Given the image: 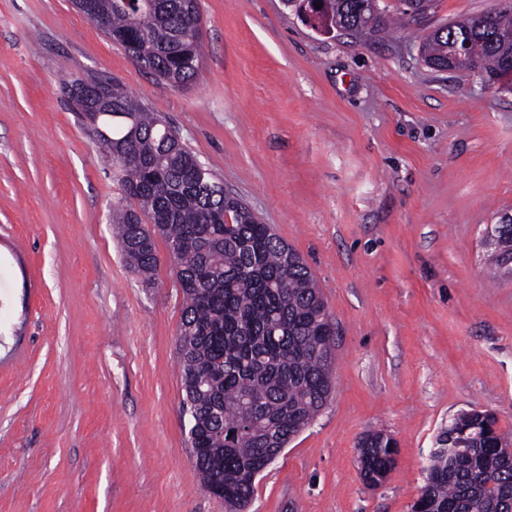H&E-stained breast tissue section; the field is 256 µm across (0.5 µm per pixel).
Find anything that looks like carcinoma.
I'll return each mask as SVG.
<instances>
[{"label":"carcinoma","mask_w":512,"mask_h":512,"mask_svg":"<svg viewBox=\"0 0 512 512\" xmlns=\"http://www.w3.org/2000/svg\"><path fill=\"white\" fill-rule=\"evenodd\" d=\"M433 6L395 0L375 13L370 0H323L319 17L373 38ZM80 12L160 81L182 86L201 68L196 0H89ZM453 46L462 50L453 70L495 84L512 62V23L489 27L481 14L456 20L421 36L419 51L437 69ZM98 89L112 111L97 118L93 135L121 186L112 223L126 263L151 280L158 236L175 262L184 299L176 351L195 469L205 488L224 486L226 512H244L269 453L287 447L327 403L336 326L300 254L222 190L159 114L107 75L68 81L70 110L86 113ZM496 424L487 411L453 420L429 456L413 508L512 512V445ZM360 448L359 475L378 487L396 463V444L374 433Z\"/></svg>","instance_id":"cac0c4a2"}]
</instances>
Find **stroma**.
Wrapping results in <instances>:
<instances>
[{
  "label": "stroma",
  "instance_id": "stroma-1",
  "mask_svg": "<svg viewBox=\"0 0 512 512\" xmlns=\"http://www.w3.org/2000/svg\"><path fill=\"white\" fill-rule=\"evenodd\" d=\"M496 5L435 0L362 41L300 0H198L202 67L172 87L73 0H0V512H224L190 454L167 245L152 282L129 269L112 162L63 100L101 73L299 252L336 324L330 397L247 512H412L459 414L512 438V278L484 242L512 216V84L418 50ZM377 431L397 456L372 488L358 442Z\"/></svg>",
  "mask_w": 512,
  "mask_h": 512
}]
</instances>
